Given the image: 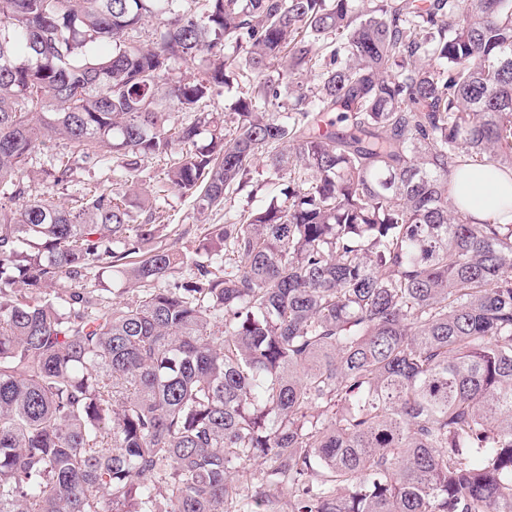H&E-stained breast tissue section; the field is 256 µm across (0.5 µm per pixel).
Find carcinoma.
I'll use <instances>...</instances> for the list:
<instances>
[{"label": "carcinoma", "instance_id": "cac0c4a2", "mask_svg": "<svg viewBox=\"0 0 512 512\" xmlns=\"http://www.w3.org/2000/svg\"><path fill=\"white\" fill-rule=\"evenodd\" d=\"M365 2L0 0V512H512V0ZM453 201L475 222L499 214L500 204L512 205V176L487 167L469 166L454 176ZM160 194L162 197L160 199L161 203L164 205L167 214L171 215L173 219L169 224H182L180 226L181 230L186 229L189 231L188 239H193L200 235L201 230L197 225L190 201L171 190L160 192Z\"/></svg>", "mask_w": 512, "mask_h": 512}]
</instances>
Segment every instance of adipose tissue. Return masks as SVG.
Returning <instances> with one entry per match:
<instances>
[{
    "instance_id": "1",
    "label": "adipose tissue",
    "mask_w": 512,
    "mask_h": 512,
    "mask_svg": "<svg viewBox=\"0 0 512 512\" xmlns=\"http://www.w3.org/2000/svg\"><path fill=\"white\" fill-rule=\"evenodd\" d=\"M453 201L474 221H486L499 214L502 203L512 202V177L486 167H466L454 177Z\"/></svg>"
}]
</instances>
